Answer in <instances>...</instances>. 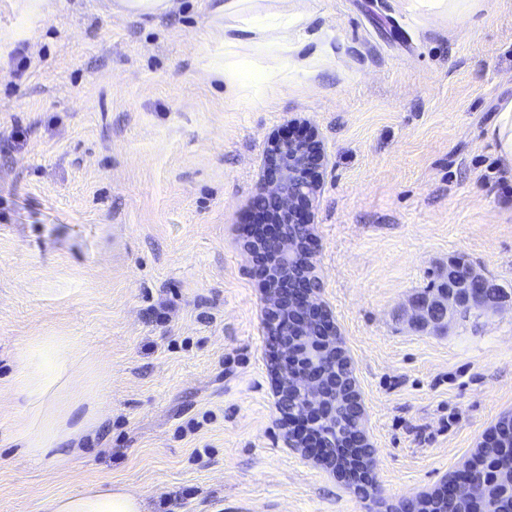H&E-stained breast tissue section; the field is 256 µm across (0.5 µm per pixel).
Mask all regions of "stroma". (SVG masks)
I'll list each match as a JSON object with an SVG mask.
<instances>
[{"label": "stroma", "mask_w": 512, "mask_h": 512, "mask_svg": "<svg viewBox=\"0 0 512 512\" xmlns=\"http://www.w3.org/2000/svg\"><path fill=\"white\" fill-rule=\"evenodd\" d=\"M144 18L112 0H0V512L99 483L150 512H399L512 413V307L410 322L449 261L512 294V167L488 135L512 99V0H244L332 58L229 96L207 0ZM315 132L322 296L365 409L378 492L286 447L262 291L243 247L267 139ZM62 336L99 372L102 419L33 465L3 386Z\"/></svg>", "instance_id": "obj_1"}]
</instances>
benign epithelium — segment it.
I'll list each match as a JSON object with an SVG mask.
<instances>
[{"label":"benign epithelium","mask_w":512,"mask_h":512,"mask_svg":"<svg viewBox=\"0 0 512 512\" xmlns=\"http://www.w3.org/2000/svg\"><path fill=\"white\" fill-rule=\"evenodd\" d=\"M326 158L312 132L277 134L263 153V173L252 203L246 252L262 288L265 327L271 358L276 365L277 406L286 421L285 441L332 469L336 447L332 439L310 437L313 425H336V348L339 333L326 303L320 298L311 207L321 185ZM438 294L416 301V322L435 328L448 323L464 306L485 313L502 307L506 297L477 266L448 262ZM303 399L305 410L294 402ZM352 484H375L374 465L349 471ZM488 481L472 468L459 472L457 481L441 490L443 498L466 495L474 512H485Z\"/></svg>","instance_id":"1"}]
</instances>
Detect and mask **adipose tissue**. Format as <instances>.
Here are the masks:
<instances>
[{
  "label": "adipose tissue",
  "mask_w": 512,
  "mask_h": 512,
  "mask_svg": "<svg viewBox=\"0 0 512 512\" xmlns=\"http://www.w3.org/2000/svg\"><path fill=\"white\" fill-rule=\"evenodd\" d=\"M224 62L215 67L228 91L243 89L260 95L274 86H284L292 74L307 72L309 61L288 62L281 49L288 46V20L278 15L252 18L221 30ZM273 45V53L257 59H240L238 49L253 39ZM73 368L84 384L70 391L66 410H58L51 391L55 374ZM96 377L79 363L70 342L53 337L32 340L25 352L20 372L10 386L21 400L13 428L29 462L39 464L52 458L64 464L74 455L75 445L86 430L89 416L80 406L94 393ZM49 512H146L141 494L122 485H92L69 491L52 499Z\"/></svg>",
  "instance_id": "obj_1"
}]
</instances>
